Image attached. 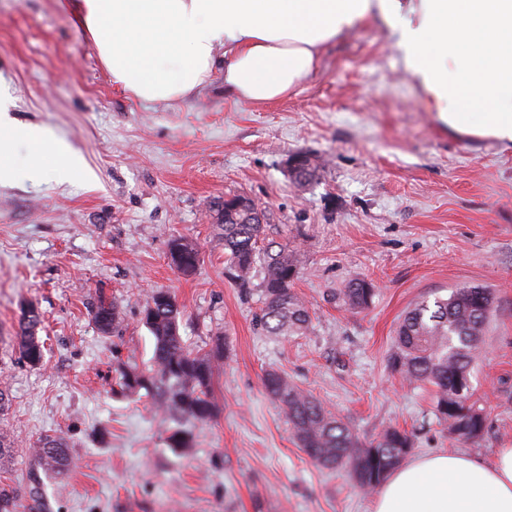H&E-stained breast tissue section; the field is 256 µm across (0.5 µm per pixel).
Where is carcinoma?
<instances>
[{"mask_svg": "<svg viewBox=\"0 0 512 512\" xmlns=\"http://www.w3.org/2000/svg\"><path fill=\"white\" fill-rule=\"evenodd\" d=\"M216 223L224 240L227 273L231 278L249 282L257 256H262L263 279L260 283L263 308L260 324L271 336L304 334L311 321L308 305L292 290L296 269L288 258V248L264 243L258 213L241 210L234 218H224L223 202H217ZM172 266L185 276L191 275L201 261V252L193 241L174 237L168 243ZM375 285L364 279L351 280L341 291V300L351 310L369 308ZM493 307L489 289L477 285L454 288L446 298L416 302L401 318L395 331L390 358L393 372L410 382L434 388L436 418L448 432L463 440L483 435L484 410L472 400L471 376L475 352ZM182 310L176 297L166 290L151 293L144 305L143 322L154 340L150 367L122 364L112 387V395L131 399L145 395L177 427L168 436L169 447H185L187 422H206L215 411L211 399L213 360L221 353L202 352L188 346L179 333ZM94 321L100 332H118L121 316L113 303L99 302ZM40 315L34 308L23 312L19 355L31 367L44 359V343L37 336ZM263 384L288 419L292 435L301 450L318 466L346 468L364 490L376 489L413 449L411 435L389 427L368 442H361L350 426L329 412L312 395L303 392L284 375L269 371ZM66 445L60 437L40 440L36 456L40 464L59 473L69 467ZM30 504L25 512H45L38 473L29 476Z\"/></svg>", "mask_w": 512, "mask_h": 512, "instance_id": "carcinoma-1", "label": "carcinoma"}]
</instances>
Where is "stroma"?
Segmentation results:
<instances>
[{
    "label": "stroma",
    "mask_w": 512,
    "mask_h": 512,
    "mask_svg": "<svg viewBox=\"0 0 512 512\" xmlns=\"http://www.w3.org/2000/svg\"><path fill=\"white\" fill-rule=\"evenodd\" d=\"M0 89L16 124L43 126L78 166L60 179L27 174L17 141L0 183V489L27 504L34 448L62 437L74 466L39 470L51 512H371L348 471L326 470L297 447L263 377L274 369L318 398L360 440L408 431L413 455L491 461L512 448V148L461 138L419 103L413 79L379 30L364 26L327 47L295 94L262 106L224 95L216 66L201 91L170 106L115 88L96 48L57 0H0ZM322 166L295 183L289 157ZM244 195L266 212L267 239L287 244L293 291L311 310L301 336L259 325L261 269L249 287L225 272L212 207ZM197 242L185 277L168 241ZM374 281L369 309L339 297ZM478 284L493 295L474 362L484 435L464 442L439 423L432 388L390 370L403 313L425 298ZM183 306L193 348L222 344L214 362L215 417L169 448L149 401L116 399L119 363L147 364L148 296ZM116 302L121 336L100 333L92 309ZM41 317V366L19 358L24 308Z\"/></svg>",
    "instance_id": "stroma-1"
}]
</instances>
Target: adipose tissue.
Returning a JSON list of instances; mask_svg holds the SVG:
<instances>
[{"label":"adipose tissue","instance_id":"1","mask_svg":"<svg viewBox=\"0 0 512 512\" xmlns=\"http://www.w3.org/2000/svg\"><path fill=\"white\" fill-rule=\"evenodd\" d=\"M112 82L171 104L195 95L224 60L226 97L259 104L292 94L323 50L358 25L389 32L425 111L458 136L512 144V0H58ZM27 141L30 172L77 161L36 126L0 115V159ZM373 512H512V448L491 463L438 453L398 468Z\"/></svg>","mask_w":512,"mask_h":512}]
</instances>
